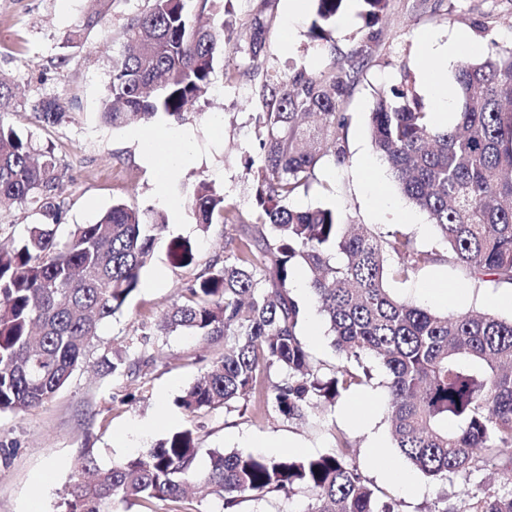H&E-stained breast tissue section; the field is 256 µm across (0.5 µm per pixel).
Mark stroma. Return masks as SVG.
<instances>
[{"instance_id": "obj_1", "label": "stroma", "mask_w": 512, "mask_h": 512, "mask_svg": "<svg viewBox=\"0 0 512 512\" xmlns=\"http://www.w3.org/2000/svg\"><path fill=\"white\" fill-rule=\"evenodd\" d=\"M288 0H270L273 17L260 68L315 70L324 57L309 37L314 5L307 0L297 18L292 44H285L283 19ZM149 0H0V73L10 80L13 97L7 120L28 137L35 148L55 155L64 173L59 192L58 242H66L72 225L90 224L115 202H123L144 216L161 210L155 173L142 161L134 138V125L115 128L101 116V99L112 76V59L124 48L123 32L128 21L145 12ZM489 17L491 32H478L476 24ZM93 29H85L88 18ZM383 38L347 99L349 117L348 157L345 163L325 162L308 186L293 199L301 208L331 207L344 220L373 225L387 231L393 225L411 235L418 245L435 246L438 235L426 215L391 186L387 203H376L371 178L389 182L391 175L371 145L369 114L380 91L398 84L403 73L419 75L420 35L440 38L463 32L477 43L494 38L512 44V0H390L379 21ZM366 30L360 0H348L331 31L340 51L355 46ZM248 57L225 49L212 77L211 92L195 112L185 118H164L163 123L187 134L196 153L195 164L168 185L170 195L183 199L179 216H168L158 235L150 261L141 273L138 290L120 313L106 320L100 340L90 348L85 364L52 400L21 414L0 413V512H24L38 476L48 482L40 499L41 512H59L81 449H92L100 466L129 459L149 448L167 433L192 428L200 451L196 464L205 472L209 452H255L262 440L295 441L303 455L322 453L333 445L332 429H340L353 446L354 456L380 500L393 501L399 512H426L437 497L462 512L473 493L503 489L505 468L512 464V448L496 452L495 468L447 484L432 482L414 472V492L389 480L385 469L392 463L409 468L410 463L392 444L386 404L370 412L369 423L358 426L348 408L353 392L344 393L333 410H311L304 421H290L273 413L239 415L235 411L202 410L189 414L175 399L198 376L224 354L223 343H213L185 331L165 336L154 329L180 298L195 268L176 269L167 258L170 239H190L198 248L200 262L223 258L224 242L231 228L224 224L200 226L186 199L199 180L223 190L228 202L244 215L253 211V189L244 168L245 152H257L251 104V82L245 72ZM66 94L68 102L60 118L45 122L38 110L43 100ZM36 203L0 205V246L20 242L27 227L42 222ZM453 288L464 285L465 294L450 305V312L479 311L512 317V309L495 306V287L465 285L461 272L448 264L430 265L408 278H391L387 286L396 297L437 311L417 292L420 284ZM306 303L309 316L301 334L324 370L339 359L331 346L326 323L308 289L295 287ZM136 359L133 375H104L97 361L105 347ZM148 425L131 449L119 448L116 438L124 431ZM101 512H224L221 499L201 493L188 494L178 502L155 501L129 505L107 501Z\"/></svg>"}]
</instances>
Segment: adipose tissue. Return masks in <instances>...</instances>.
I'll return each instance as SVG.
<instances>
[{"mask_svg": "<svg viewBox=\"0 0 512 512\" xmlns=\"http://www.w3.org/2000/svg\"><path fill=\"white\" fill-rule=\"evenodd\" d=\"M475 49V43L462 33L449 37L444 44L439 43L430 34L421 37L420 77L428 94L434 100V112L438 119L447 118L448 114L454 111L456 102L452 89L438 83L436 79V60L444 58L453 62ZM138 140L141 144L142 157L156 171L160 187H167L171 179L192 163L194 151L191 143L172 128L161 126L140 133Z\"/></svg>", "mask_w": 512, "mask_h": 512, "instance_id": "obj_1", "label": "adipose tissue"}]
</instances>
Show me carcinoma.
Instances as JSON below:
<instances>
[{
  "instance_id": "carcinoma-1",
  "label": "carcinoma",
  "mask_w": 512,
  "mask_h": 512,
  "mask_svg": "<svg viewBox=\"0 0 512 512\" xmlns=\"http://www.w3.org/2000/svg\"><path fill=\"white\" fill-rule=\"evenodd\" d=\"M125 27L126 48L112 59L102 119L114 127L183 117L205 98L225 47L257 61L270 28L269 0H256L246 29L224 23L220 0H151ZM310 36L326 40L346 0H313ZM367 30L357 46L325 45L316 72L266 71L254 79V132L259 160L248 156L255 217L247 221L206 181L189 192L197 223L234 228L224 260L206 263L158 325L161 334L190 332L224 341V356L185 388L176 404L248 411L264 391L263 408L301 421L310 409L331 408L341 393L368 384L373 360L387 376L393 447L439 483L471 476L512 448V319L491 314H436L401 301L388 277L407 278L437 262L474 283L512 286V47L496 40L478 60L460 64L455 80L459 119L432 121L411 76L378 94L369 118L373 149L400 192L438 230L423 248L408 234L379 233L342 220L329 207L292 204L317 167L348 157L343 105L382 38L377 24L390 0H362ZM62 112L41 103L44 121ZM62 173L53 153L0 118V203L33 201L45 221L28 227L10 251H0V412L25 413L50 401L86 360L101 324L138 289L153 248L140 213L115 203L93 224H77L63 246L55 241ZM176 268L197 262L186 239L168 243ZM393 256L394 264L388 263ZM305 265L309 288L342 365L324 372L301 336L306 305L291 288ZM122 355H103L105 374L132 371ZM315 456L266 457L213 450L200 476L196 431L176 430L142 454L102 468L83 453L62 512H100L112 499L132 504L177 502L201 481L224 501L308 495L302 512H395L352 458L344 433ZM462 512H512V488L473 495Z\"/></svg>"
}]
</instances>
